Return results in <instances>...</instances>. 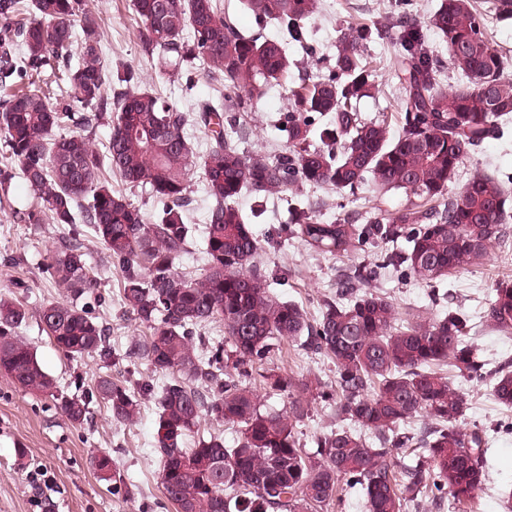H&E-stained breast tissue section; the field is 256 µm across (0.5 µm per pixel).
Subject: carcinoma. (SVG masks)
<instances>
[{"instance_id":"cac0c4a2","label":"carcinoma","mask_w":512,"mask_h":512,"mask_svg":"<svg viewBox=\"0 0 512 512\" xmlns=\"http://www.w3.org/2000/svg\"><path fill=\"white\" fill-rule=\"evenodd\" d=\"M258 26L271 23L279 38L244 34L219 0H133L145 55L172 66L169 77L197 73L224 87L216 99L184 111L143 89L129 69L102 61L101 19L85 0H0V209L16 223L88 224L105 263L120 271L124 307L147 333L128 356L146 360L166 377L141 393L158 405L155 427L159 478L177 512H326L347 486L360 492L365 512H423L471 502L489 473L487 438L459 425L467 399L445 370L483 381L485 363L470 341L469 317L448 308L435 318L401 314L374 291L383 269L401 265L422 281H441L476 264L503 237L512 191L477 173L452 189L469 149L505 132L512 118V75L506 52L489 36L491 25L512 20V0H438L421 19L411 0H394L386 21L340 31L336 55L316 77L288 87V146L270 157L247 153L240 122L268 88L288 82L297 60L288 47L318 53L311 22L320 0H240ZM448 58L432 49L429 34ZM373 42L395 46L392 69L401 90L400 131L364 121L356 110L375 88L365 51ZM452 68L465 85L446 86ZM105 127L107 145L94 135ZM208 139L198 154L186 129ZM200 172L211 201L203 233L204 273L176 267L193 227L186 223L189 178ZM115 174L149 188L159 206L147 216L112 190ZM372 177L382 189L402 190L410 205L370 225L324 224L308 205L288 210L293 236L318 254L336 256L372 237L409 246L344 275L337 297L317 318L269 291L276 275L260 267L262 245L234 205L244 191L258 203L296 184L352 193ZM22 179L32 202L17 208L12 180ZM80 241L61 236L43 265L65 293L38 311L55 347L67 356L111 355L109 328L95 314L102 303ZM29 310L0 297V372L21 388L59 402L73 424L89 405L104 404L112 419L130 424L140 399L103 375L83 397L58 393L34 349L18 336ZM486 322L512 334V280H501ZM224 327L225 343L202 335ZM296 342L327 357L334 383L314 375L295 381L260 370L275 343ZM288 397V410L265 409L253 385ZM491 396L512 407V370L492 376ZM313 400L334 408L339 426L301 448L295 428ZM239 428L232 448L224 438L200 437L186 447L200 421ZM415 433L406 426L416 419ZM100 479H112V459L90 457Z\"/></svg>"}]
</instances>
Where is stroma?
<instances>
[{
  "mask_svg": "<svg viewBox=\"0 0 512 512\" xmlns=\"http://www.w3.org/2000/svg\"><path fill=\"white\" fill-rule=\"evenodd\" d=\"M86 4L101 19L106 61L116 68L135 70L141 76L142 88L187 110L200 100L220 95L219 86L200 77L190 87L181 80L168 81L157 61L143 55L132 0H86ZM387 11V0H322V10L312 23L314 41L322 53L334 55L340 28L384 20ZM367 54L374 66L376 88L371 97L362 100L361 114L368 120L385 121L390 132H397L401 91L390 68L394 47L388 42L375 44ZM287 108L286 89L271 88L249 115L252 133L242 140V149L270 155L284 151L288 134L281 123ZM478 172L493 175L512 188L511 135L486 140L471 150L460 167L456 186H463ZM298 201L314 206L321 222H336L353 214L364 225L377 215L401 210L408 200L402 191L380 190L370 178L353 195L305 184L294 186L268 200L259 215L249 193L236 199L258 239L273 242L259 256L262 266L284 275L283 280L272 283V292L297 303L308 316H317L322 301L335 294L345 271L387 247L398 251L408 247L402 238L391 244L373 239L363 249L336 258L321 256L282 229L290 205ZM60 234L57 225L18 224L0 212V295L27 305L29 317L19 334L56 378L63 395L85 394L95 378L106 373L126 389L136 390L141 377L151 376L150 370L146 361L125 359L124 353L145 329L122 307L121 274L101 266L102 248L92 234H84L83 239L105 298L100 314L110 328L111 360L64 357L42 329L39 309L62 296L61 289L53 287L42 270L46 251ZM506 277H512V221L506 226L503 242L493 244L477 264L444 282L434 285L389 269L381 273L375 287L403 313L429 318L450 305L464 308L471 317L469 336L481 350L487 368L493 370L512 360V334L492 330L483 321L482 312L498 281ZM263 367L297 380L312 374L329 383L335 379L326 357L307 354L285 341L275 346ZM459 386L468 399L460 424L486 431L491 464L471 512H505L503 489L512 485V409L490 396L488 383L463 380ZM156 419L157 405L151 399L141 400L139 417L132 425L114 421L106 406L94 402L84 423L76 427L61 416L54 400L25 391L0 373V512H175L160 484ZM100 453L111 457L115 483L101 481L91 469L90 456ZM37 467L47 470L55 483L50 500L39 505L28 481L29 471Z\"/></svg>",
  "mask_w": 512,
  "mask_h": 512,
  "instance_id": "35a3bbf8",
  "label": "stroma"
}]
</instances>
